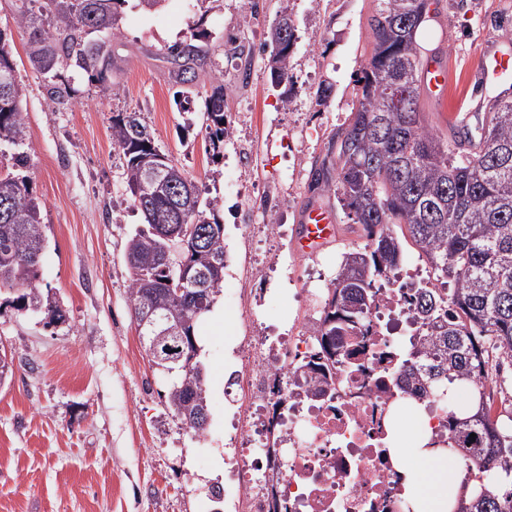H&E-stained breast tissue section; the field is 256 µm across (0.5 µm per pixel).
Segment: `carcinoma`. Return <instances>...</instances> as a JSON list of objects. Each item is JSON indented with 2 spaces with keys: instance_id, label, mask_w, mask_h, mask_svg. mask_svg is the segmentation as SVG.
Wrapping results in <instances>:
<instances>
[{
  "instance_id": "1",
  "label": "carcinoma",
  "mask_w": 512,
  "mask_h": 512,
  "mask_svg": "<svg viewBox=\"0 0 512 512\" xmlns=\"http://www.w3.org/2000/svg\"><path fill=\"white\" fill-rule=\"evenodd\" d=\"M103 2L99 7L97 0H17L16 23L29 31V60L38 67L45 57L55 58L49 72L55 101L67 92L61 70L77 67L99 83L112 72L111 52L90 35L112 31L125 0ZM428 12L429 0H378L370 18L373 52L357 79L358 106L336 133L333 189L367 242L344 253L313 333L322 336L317 354L328 361L341 355L344 337L368 335L369 307L383 283L401 270L404 243L415 245L435 280L449 286L441 292L422 280L402 289L413 307L418 337L406 352L410 377L448 405V439L432 443L460 457L463 484H475L454 512H512V413H498L495 392H486L482 384L492 368L512 367V99L488 101L476 138L465 132L444 142L434 133L420 111L417 84L423 60L416 32ZM270 47V77L279 85L289 80L292 51L274 42ZM168 57L175 83L192 84L194 46L174 44ZM4 76L0 144L23 146L24 87L15 74L8 34L1 29ZM205 122L218 154L230 134L222 84L205 101ZM112 138L123 153L127 184L145 221L127 247L130 306H148L160 317L172 305L166 283L180 272L159 262L163 248L179 242L164 235L179 224L220 223L219 201L200 204L198 188L184 169L172 159L159 160L162 152L141 113L112 116ZM28 158L26 151L13 153L6 174H0V289H22L21 309L39 312L52 323L63 318V310L36 286L47 239L40 203L21 174ZM202 248L184 254L192 268L206 271L194 309L185 312L184 333L193 337L196 350L199 323L219 300L227 266L224 235L209 237ZM157 365L178 373L167 392L174 412L183 403L191 411L209 404L201 356L188 370L182 360Z\"/></svg>"
}]
</instances>
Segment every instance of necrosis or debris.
<instances>
[{
    "instance_id": "obj_1",
    "label": "necrosis or debris",
    "mask_w": 512,
    "mask_h": 512,
    "mask_svg": "<svg viewBox=\"0 0 512 512\" xmlns=\"http://www.w3.org/2000/svg\"><path fill=\"white\" fill-rule=\"evenodd\" d=\"M407 314L396 289L382 290L370 310V336L350 341L349 356L337 358L320 400L308 396L315 371L298 367L314 353L312 330L248 343L230 379L251 400L224 488L238 512H405L385 420L394 406L429 402L394 369V354L409 347L412 336H395L391 329ZM271 377L290 403L277 419L267 411Z\"/></svg>"
}]
</instances>
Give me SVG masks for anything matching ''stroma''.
Wrapping results in <instances>:
<instances>
[{
  "mask_svg": "<svg viewBox=\"0 0 512 512\" xmlns=\"http://www.w3.org/2000/svg\"><path fill=\"white\" fill-rule=\"evenodd\" d=\"M377 0H164L148 10L126 0L112 33L116 66L106 83L67 70L63 103L26 54L15 0H0V29L26 87L31 147L26 174L42 205L47 246L39 286L63 321L18 310L0 292V349L11 379L0 385V512H228L209 489L224 483V436L237 411L227 380L256 336L299 335L319 319L345 251L364 246L333 193L313 187L311 164L336 161L333 137L357 106L356 79L371 51ZM295 22L290 93L272 87L271 24ZM250 49L234 55L232 41ZM417 40L429 65L448 73L442 96L421 81L420 106L452 141L477 129L499 87L479 81L482 45L512 53V0H432ZM198 47L188 109L176 105L167 49ZM224 87L233 125L220 157L207 151L205 99ZM325 98H318L320 89ZM469 110V124L459 112ZM142 113L156 145L217 199L227 267L201 342L210 419L190 430L167 404L170 375L149 360L128 302V239L144 218L112 140V116ZM322 206L337 226L314 255L298 252L303 210Z\"/></svg>",
  "mask_w": 512,
  "mask_h": 512,
  "instance_id": "1",
  "label": "stroma"
}]
</instances>
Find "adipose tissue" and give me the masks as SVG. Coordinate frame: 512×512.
<instances>
[{
    "instance_id": "adipose-tissue-1",
    "label": "adipose tissue",
    "mask_w": 512,
    "mask_h": 512,
    "mask_svg": "<svg viewBox=\"0 0 512 512\" xmlns=\"http://www.w3.org/2000/svg\"><path fill=\"white\" fill-rule=\"evenodd\" d=\"M427 417L417 423L397 422L390 453L403 475V493L414 504L415 512H449L462 495L463 477L448 464L446 452L427 447Z\"/></svg>"
}]
</instances>
